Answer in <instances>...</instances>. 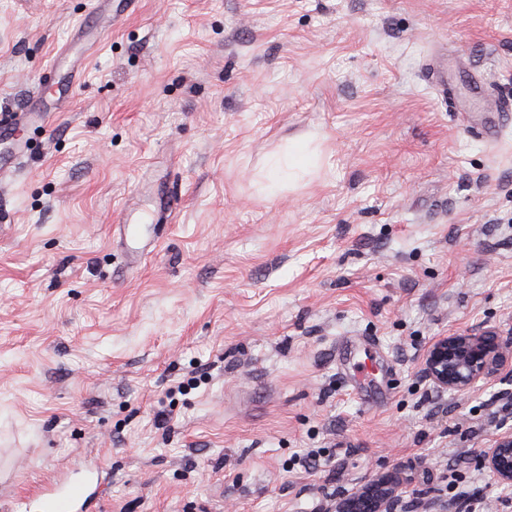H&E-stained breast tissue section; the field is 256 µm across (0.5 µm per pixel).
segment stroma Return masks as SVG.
<instances>
[{"instance_id":"1","label":"stroma","mask_w":512,"mask_h":512,"mask_svg":"<svg viewBox=\"0 0 512 512\" xmlns=\"http://www.w3.org/2000/svg\"><path fill=\"white\" fill-rule=\"evenodd\" d=\"M59 52L85 72L0 187V512L93 459L97 512H333L391 472L402 512H512L481 463L512 377L422 373L435 337L512 332V0H0V114ZM434 55L486 76L496 140ZM294 141L309 174L271 186ZM429 65L431 66L429 70V81L437 96L446 99L450 97V95H455L457 85L448 80V66H434L433 63Z\"/></svg>"}]
</instances>
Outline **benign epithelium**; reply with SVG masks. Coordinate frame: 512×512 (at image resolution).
Wrapping results in <instances>:
<instances>
[{
    "mask_svg": "<svg viewBox=\"0 0 512 512\" xmlns=\"http://www.w3.org/2000/svg\"><path fill=\"white\" fill-rule=\"evenodd\" d=\"M512 364V332L473 328L435 338L423 359L425 378L440 391L467 393L479 380ZM481 462L502 484H512V432L484 451ZM398 479L389 474L336 504V512H397Z\"/></svg>",
    "mask_w": 512,
    "mask_h": 512,
    "instance_id": "obj_1",
    "label": "benign epithelium"
}]
</instances>
